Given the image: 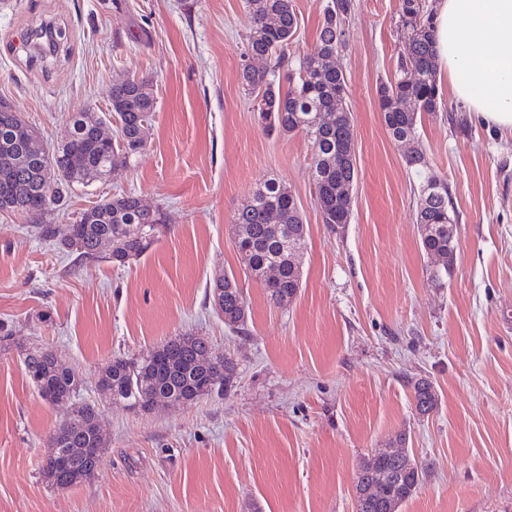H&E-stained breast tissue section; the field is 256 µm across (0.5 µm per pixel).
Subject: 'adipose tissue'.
I'll return each instance as SVG.
<instances>
[{"label":"adipose tissue","mask_w":512,"mask_h":512,"mask_svg":"<svg viewBox=\"0 0 512 512\" xmlns=\"http://www.w3.org/2000/svg\"><path fill=\"white\" fill-rule=\"evenodd\" d=\"M439 68L486 126L512 133V0H439Z\"/></svg>","instance_id":"obj_1"}]
</instances>
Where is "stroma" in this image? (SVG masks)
<instances>
[{"label": "stroma", "mask_w": 512, "mask_h": 512, "mask_svg": "<svg viewBox=\"0 0 512 512\" xmlns=\"http://www.w3.org/2000/svg\"><path fill=\"white\" fill-rule=\"evenodd\" d=\"M329 0H293L291 55L313 52ZM400 0H354L338 58L349 89L357 179L349 223L323 224L303 134L263 131L241 83L245 0H0V101L45 145L70 113L107 114L115 78L151 82L145 149L76 187L40 218L132 193L165 222L119 267L77 262L32 220L0 212V512H356L360 460L405 436L426 470L400 512H512V136L472 119L439 75V112L419 127L458 215L452 276L432 280L414 219L419 179L387 132L378 90L404 47ZM68 39L37 59V26ZM290 189L307 226L302 287L274 304L235 247L234 212L262 180ZM235 277L248 302L231 332L206 287ZM200 336L238 364L230 390L139 411L100 398L113 358ZM56 349L95 404L106 446L95 475L61 489L41 461L62 417L26 377L20 349ZM438 406L414 407L412 381ZM412 386L418 413L427 415L433 412L438 406V395L432 382L419 378Z\"/></svg>", "instance_id": "1"}]
</instances>
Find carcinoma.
<instances>
[{
	"instance_id": "obj_1",
	"label": "carcinoma",
	"mask_w": 512,
	"mask_h": 512,
	"mask_svg": "<svg viewBox=\"0 0 512 512\" xmlns=\"http://www.w3.org/2000/svg\"><path fill=\"white\" fill-rule=\"evenodd\" d=\"M251 28L246 35L243 57L258 56L266 66L243 70L242 83L253 97L258 123L268 133L301 132L312 145L313 184L322 222L329 227L348 224L352 201L336 194V185L357 179L354 164L344 161L353 135L351 112L347 105V83L343 70L336 67L342 46L339 22L353 8L352 0H332L324 10L317 50L294 58L288 52L298 30V17L292 0H246ZM36 38H48L55 48L66 37L60 29L40 26ZM398 35L407 52L398 58L392 79L379 87V107L386 129L392 137H409L420 142L422 115L440 110L438 63L435 53L434 10L426 3L402 0ZM418 101L419 108L406 111L401 103ZM112 110L118 117L116 135L110 140L96 137V126L106 117L95 112L71 114L66 136L53 147L37 140V149L13 143L18 124L0 123V197L15 180L28 184L22 197L0 205L7 210L37 218L52 205L69 197L78 185L107 178L112 169L127 164L146 145V129L156 111V98L149 80L119 78L112 83ZM331 112L332 125L318 124L319 114ZM407 167L420 177L415 221L425 226L421 250L448 257V267L430 270L437 281L450 276L454 266L457 239L451 228L456 224L450 209L448 183L428 174L423 149L404 154ZM277 213L276 224L268 215ZM162 212L145 206L132 193L116 195L81 211L70 225V234L59 241L63 250L78 253L82 261L105 259L123 266L141 255L154 242ZM235 246L246 267L255 275L270 299L284 305L302 287L301 270L281 261L280 278L266 281V267L274 259L271 246L277 238H292L294 253L305 246L306 225L291 192L274 179L259 183L234 213ZM212 288H222L224 325L233 331L244 329L247 300L234 277L222 276ZM210 353L213 363L207 368L196 364V357ZM60 354L50 347H33L22 354L26 376L39 396L53 405L75 394L78 380L71 368L58 362ZM237 379V363L217 354L203 337H179L139 358H115L98 375L97 390L112 400L128 403L143 411L158 396H169L185 403L212 395L216 389L232 387ZM417 411L422 415L438 406V395L431 381L419 378L413 383ZM100 416L94 404L66 405V412L47 441L42 474L49 483L67 488L94 476V460L102 457L105 442H97L93 426ZM87 448L89 458H70L67 448ZM424 468L415 458L384 460L377 453L360 462L354 488L357 512H387L386 504H405L421 487ZM377 485V495L365 498L358 493L366 481Z\"/></svg>"
}]
</instances>
